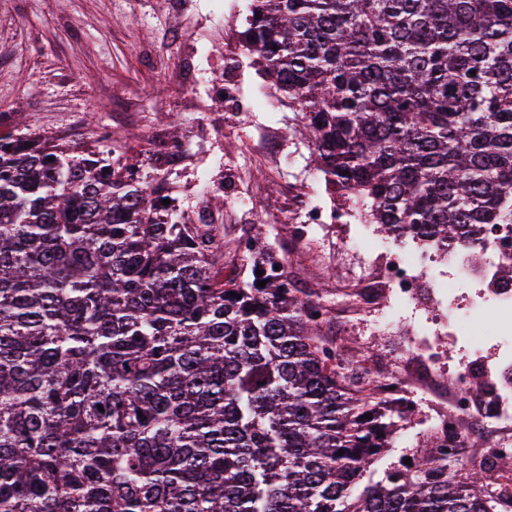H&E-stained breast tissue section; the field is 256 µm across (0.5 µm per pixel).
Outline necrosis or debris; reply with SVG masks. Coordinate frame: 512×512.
<instances>
[{
	"label": "necrosis or debris",
	"instance_id": "4bbe7bcc",
	"mask_svg": "<svg viewBox=\"0 0 512 512\" xmlns=\"http://www.w3.org/2000/svg\"><path fill=\"white\" fill-rule=\"evenodd\" d=\"M510 264L512 224H488L474 244L444 256L430 245L386 252L375 270L359 271L356 287L343 291L346 305L356 309L429 303L431 330L401 331L412 386L434 407L433 430L448 439V453L461 455L462 436L478 437L476 453L490 470L497 456L512 454V280L502 274ZM484 313L496 323L493 360H484L478 343L465 361L447 364L438 349L441 338H458L464 317Z\"/></svg>",
	"mask_w": 512,
	"mask_h": 512
}]
</instances>
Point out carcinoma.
<instances>
[{"mask_svg": "<svg viewBox=\"0 0 512 512\" xmlns=\"http://www.w3.org/2000/svg\"><path fill=\"white\" fill-rule=\"evenodd\" d=\"M240 42L386 237L512 224V0H250ZM141 164L0 136V512H495L483 466L365 482L411 404L346 373L260 233L217 278Z\"/></svg>", "mask_w": 512, "mask_h": 512, "instance_id": "cac0c4a2", "label": "carcinoma"}]
</instances>
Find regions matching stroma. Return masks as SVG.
Masks as SVG:
<instances>
[{
    "label": "stroma",
    "instance_id": "obj_1",
    "mask_svg": "<svg viewBox=\"0 0 512 512\" xmlns=\"http://www.w3.org/2000/svg\"><path fill=\"white\" fill-rule=\"evenodd\" d=\"M248 0H0V135L32 133L82 150H117L136 159L167 163L152 152L145 135L168 129L178 114L182 159L167 163L181 208L204 213L209 229L224 242L225 273L242 272L237 241L263 221V235L280 253L288 251L281 215L297 193L331 210L337 196L312 175L310 149L292 133L294 107L247 54L228 62ZM202 79L191 91L175 79L188 62ZM234 64L239 88L233 102L216 103L214 77ZM247 112L248 123L227 128L224 115ZM120 134L112 142V134ZM384 241L375 227L352 217L311 231L290 264L301 299L333 306L323 335L341 334L345 357L366 364L388 358L390 376L408 370L396 349L390 313L337 308L336 290L353 263L375 257ZM431 409L416 405L400 422L392 448L376 460L368 480H380L400 459L433 455Z\"/></svg>",
    "mask_w": 512,
    "mask_h": 512
}]
</instances>
